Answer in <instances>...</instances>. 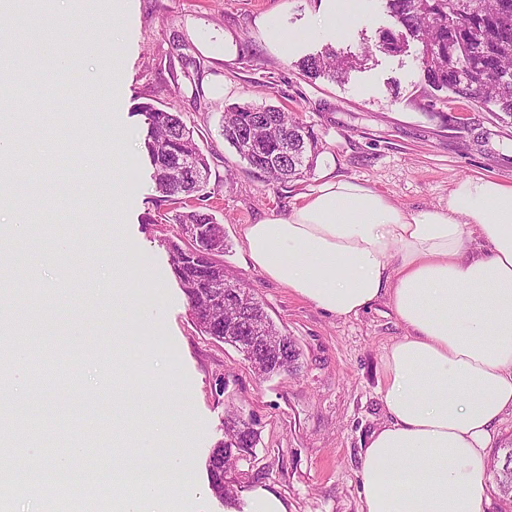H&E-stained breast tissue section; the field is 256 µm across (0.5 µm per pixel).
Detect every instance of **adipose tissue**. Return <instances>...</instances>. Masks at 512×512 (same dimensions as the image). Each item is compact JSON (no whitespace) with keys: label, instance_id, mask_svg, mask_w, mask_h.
Instances as JSON below:
<instances>
[{"label":"adipose tissue","instance_id":"adipose-tissue-1","mask_svg":"<svg viewBox=\"0 0 512 512\" xmlns=\"http://www.w3.org/2000/svg\"><path fill=\"white\" fill-rule=\"evenodd\" d=\"M244 240L255 268L322 311L384 299L405 329L384 354L388 420L362 456V512H484L486 450L512 413V186L468 177L447 207L408 214L330 178ZM187 474L140 428L112 471L113 512H158Z\"/></svg>","mask_w":512,"mask_h":512}]
</instances>
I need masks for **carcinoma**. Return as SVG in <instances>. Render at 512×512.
Here are the masks:
<instances>
[{"label":"carcinoma","mask_w":512,"mask_h":512,"mask_svg":"<svg viewBox=\"0 0 512 512\" xmlns=\"http://www.w3.org/2000/svg\"><path fill=\"white\" fill-rule=\"evenodd\" d=\"M389 12L399 30L385 29L378 35L375 49L399 53L404 35L421 44V70L424 83L450 91L466 102H491L512 118V0H387ZM179 55L183 77L191 82L201 79V63L181 46ZM372 53L365 47L359 55H344L331 47L309 55L299 63L309 78L331 77L339 81ZM147 125L144 147L153 170L157 196L154 213L145 223L165 221L176 224L180 233L164 239L173 275L183 289L192 316L200 331L211 338L237 347L240 337L265 331L271 336L280 331L263 305L243 283L234 288L249 299V314L240 315L233 303H215L209 296V284L215 275H224L217 256L224 253V228L212 213L208 191L210 163L196 143L193 130L179 112H170L152 103L139 106ZM49 112L41 100L29 102L16 122L9 127L10 138L28 142V130L45 124ZM224 141L265 181L282 189L310 173L323 150L313 128L300 122L292 112L271 105H233L224 111ZM0 181L12 188L11 200L25 204L35 190L23 168L10 159L0 160ZM207 233L205 251L191 262L186 259L190 246L183 241L186 225ZM225 440L212 448L207 463L209 486L218 497L229 499L230 489L224 473L231 465L252 452L256 435L250 423L237 416L224 423ZM0 438L20 441L26 448L41 439L38 431L10 418H0ZM496 487L512 512V448L490 464Z\"/></svg>","instance_id":"carcinoma-1"}]
</instances>
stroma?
Returning a JSON list of instances; mask_svg holds the SVG:
<instances>
[{"mask_svg": "<svg viewBox=\"0 0 512 512\" xmlns=\"http://www.w3.org/2000/svg\"><path fill=\"white\" fill-rule=\"evenodd\" d=\"M112 4L93 0L76 15L53 11L45 19L16 20L45 58L55 56L54 42L42 38L48 25L78 51L74 74H33L14 102L19 108L42 98L51 110V123L40 132L41 162L30 163L24 146L16 161L42 180L31 209L43 222L68 227L69 235L59 253L51 247L12 253L13 263L36 271L50 293L47 324L23 339L45 383L30 395L10 386L0 397L13 411L27 412L45 447L68 448L73 432H82L86 457L103 468L111 467L115 449L133 443L135 429L155 427L161 449H179L191 463L190 479L175 494L179 512H259L265 498L286 512H361L362 455L387 420L383 356L405 330L386 301L336 317L270 280L253 267L244 229L271 214H290L329 175L368 186L407 213L447 206L456 183L469 176L512 185V119L494 105L459 103L425 85L421 45L411 37L401 53H374L345 80L302 75L304 57L327 47L356 53L394 27L386 0H363L336 32L321 26L323 0H128L126 39L111 56ZM264 17L278 22L279 35L295 34L287 56L272 50L258 25ZM228 34L252 62L225 63ZM185 42L204 66L198 94L168 69ZM115 66L119 83L86 77ZM142 102L181 113L209 154L224 268L249 285L278 329L293 338L301 353L296 374L259 378L242 353L195 326L164 245L175 227L143 221L156 191L142 148ZM243 102L283 106L313 126L324 151L310 175L278 190L225 143L224 109ZM74 126L96 132L98 154L87 160L79 142L70 141L71 194L63 201L58 179L41 172L57 158L58 132ZM117 135L125 139L118 174L112 169ZM124 250L128 264L120 269L113 255ZM77 266L90 273L80 292L69 287ZM116 288L125 309L114 326L99 316ZM61 318L96 334L100 351L70 344L55 356ZM234 408L250 421L256 445L228 472L233 499L226 504L212 493L205 464L224 441V421Z\"/></svg>", "mask_w": 512, "mask_h": 512, "instance_id": "1", "label": "stroma"}]
</instances>
